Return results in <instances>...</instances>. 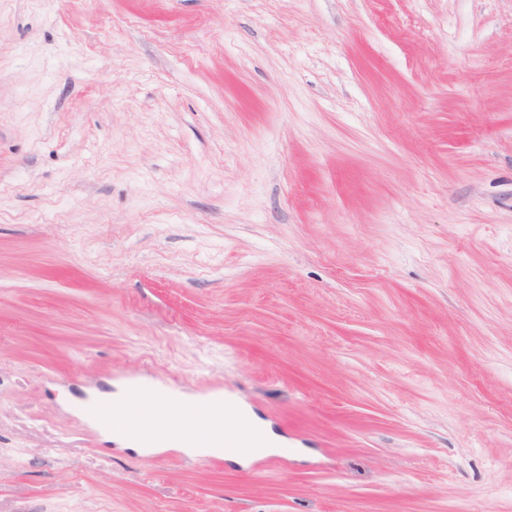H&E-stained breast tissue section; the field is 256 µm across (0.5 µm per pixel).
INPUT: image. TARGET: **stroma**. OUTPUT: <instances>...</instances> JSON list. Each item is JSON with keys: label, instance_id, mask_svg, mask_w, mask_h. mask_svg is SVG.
<instances>
[{"label": "stroma", "instance_id": "35a3bbf8", "mask_svg": "<svg viewBox=\"0 0 512 512\" xmlns=\"http://www.w3.org/2000/svg\"><path fill=\"white\" fill-rule=\"evenodd\" d=\"M0 512H512V0H0ZM149 391L148 395L140 393L129 397L128 386L123 387L107 400L109 411L99 417L100 422L106 426L112 424V434L133 448L153 449V435L156 432L184 427L186 424L195 428L189 440L180 446L189 455H224V441H229V448H238L243 453H251L248 448L256 447V438L251 429L245 426V420L238 411H235L234 418L245 426L244 429L237 434L224 431L228 410L224 413V398L215 393L204 400H197L162 385H155ZM114 400H125L129 406L125 410L118 403V408L112 412ZM131 407L134 408V419L143 428L139 435L129 432Z\"/></svg>", "mask_w": 512, "mask_h": 512}]
</instances>
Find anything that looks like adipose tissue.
Listing matches in <instances>:
<instances>
[{"instance_id":"adipose-tissue-1","label":"adipose tissue","mask_w":512,"mask_h":512,"mask_svg":"<svg viewBox=\"0 0 512 512\" xmlns=\"http://www.w3.org/2000/svg\"><path fill=\"white\" fill-rule=\"evenodd\" d=\"M117 397L123 400V407L102 414L100 421L131 447L150 449L155 433L190 425L194 431L182 444V451L190 455L224 453L223 398L213 394L198 400L161 385L151 387L146 395L132 396L123 389Z\"/></svg>"}]
</instances>
